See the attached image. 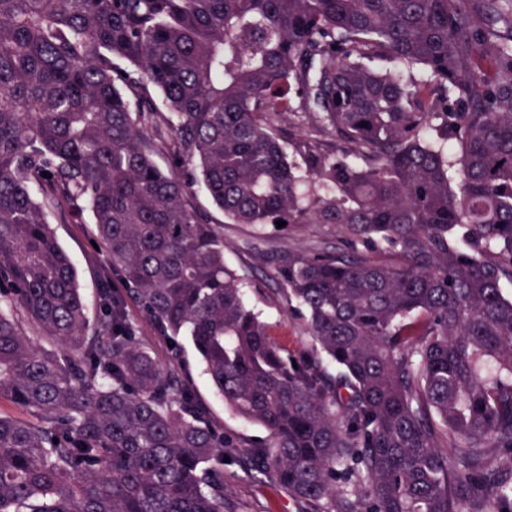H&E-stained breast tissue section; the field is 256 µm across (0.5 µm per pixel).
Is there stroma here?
Here are the masks:
<instances>
[{"label":"stroma","mask_w":512,"mask_h":512,"mask_svg":"<svg viewBox=\"0 0 512 512\" xmlns=\"http://www.w3.org/2000/svg\"><path fill=\"white\" fill-rule=\"evenodd\" d=\"M192 203L223 233L224 262L247 280L246 300L260 311L269 325L271 337L291 349L307 346L310 338L304 319L300 313L289 310L275 291L269 273L278 256L335 250L342 239L340 228L333 224H291L283 228L229 224L200 186L193 191ZM51 229L77 269L78 282L88 305H95L96 290L107 271V260L105 253L91 243V225L55 223ZM182 360L198 400L213 420L223 425L227 435L245 446L266 439L267 432L262 426L225 407L191 343L183 344ZM224 512H310V509L289 497L275 479L234 464L224 469Z\"/></svg>","instance_id":"1"}]
</instances>
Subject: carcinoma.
<instances>
[{"label":"carcinoma","mask_w":512,"mask_h":512,"mask_svg":"<svg viewBox=\"0 0 512 512\" xmlns=\"http://www.w3.org/2000/svg\"><path fill=\"white\" fill-rule=\"evenodd\" d=\"M302 114L333 149L298 164ZM197 184L342 228L271 275L309 347ZM88 218L122 285L92 314L50 228ZM182 338L264 441L210 420ZM1 399L0 512H224L226 456L316 512H512V0H0ZM192 203L224 234V262L249 282L246 300L261 312L270 336L289 349L306 347L310 338L305 320L300 312L289 310L268 274L280 255L335 250L342 239L340 228L336 224H288L284 228L227 224L200 185L193 191ZM130 313L133 317L139 319L140 325V336L142 339L150 345L156 358L163 364H165L170 355V344L168 341L158 337L154 327L148 321L140 319L135 309H130Z\"/></svg>","instance_id":"carcinoma-1"}]
</instances>
